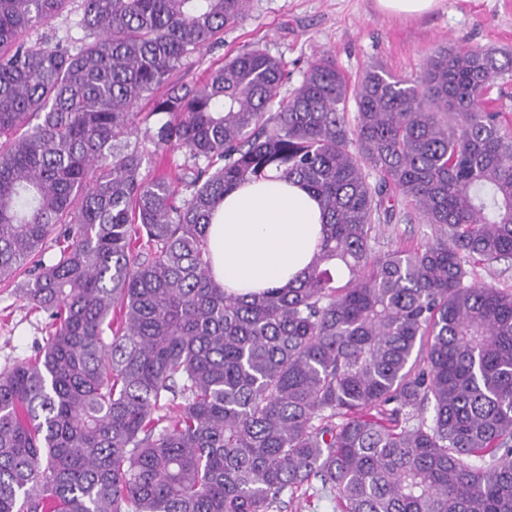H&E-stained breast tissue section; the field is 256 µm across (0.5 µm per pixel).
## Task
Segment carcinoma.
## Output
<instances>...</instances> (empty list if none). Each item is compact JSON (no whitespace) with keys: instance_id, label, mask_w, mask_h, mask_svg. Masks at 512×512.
<instances>
[{"instance_id":"cac0c4a2","label":"carcinoma","mask_w":512,"mask_h":512,"mask_svg":"<svg viewBox=\"0 0 512 512\" xmlns=\"http://www.w3.org/2000/svg\"><path fill=\"white\" fill-rule=\"evenodd\" d=\"M0 0V282L49 316L0 371V512H512V55L442 47L352 83L331 55L280 96L255 46L171 82L250 0ZM152 99L143 141L134 117ZM355 104L348 118L349 104ZM185 149L182 200L149 165ZM276 169L317 195L320 251L246 299L211 275L224 194ZM403 202L436 238L376 250ZM58 252L47 256L48 241ZM477 281L495 283L500 288L512 289V260H501L490 265L479 264L474 268Z\"/></svg>"}]
</instances>
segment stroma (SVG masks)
<instances>
[{"instance_id": "35a3bbf8", "label": "stroma", "mask_w": 512, "mask_h": 512, "mask_svg": "<svg viewBox=\"0 0 512 512\" xmlns=\"http://www.w3.org/2000/svg\"><path fill=\"white\" fill-rule=\"evenodd\" d=\"M260 45L288 66L282 95L291 94L317 52L332 55L350 80L378 64L397 76L418 75L440 46H471L512 52V0H442L433 12L398 18L380 12L375 0H251L224 40L182 67V82H202L227 58ZM433 225L399 219L382 225L381 249L418 247L432 239ZM49 320L21 300L13 285L0 284V369L41 348Z\"/></svg>"}]
</instances>
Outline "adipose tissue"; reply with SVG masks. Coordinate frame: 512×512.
Returning a JSON list of instances; mask_svg holds the SVG:
<instances>
[{
  "label": "adipose tissue",
  "mask_w": 512,
  "mask_h": 512,
  "mask_svg": "<svg viewBox=\"0 0 512 512\" xmlns=\"http://www.w3.org/2000/svg\"><path fill=\"white\" fill-rule=\"evenodd\" d=\"M320 201L268 172L226 193L208 227L211 272L226 293L247 297L302 279L320 249Z\"/></svg>",
  "instance_id": "adipose-tissue-1"
}]
</instances>
